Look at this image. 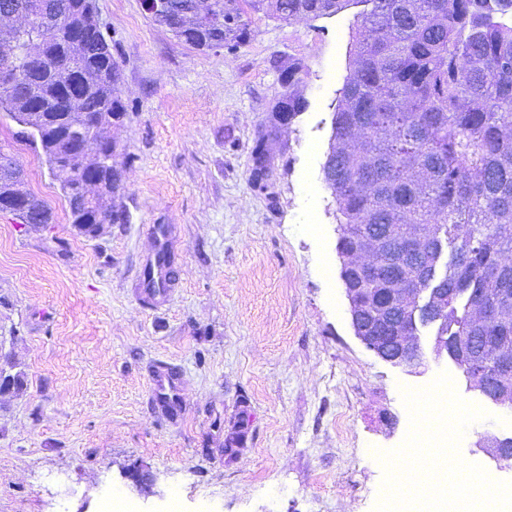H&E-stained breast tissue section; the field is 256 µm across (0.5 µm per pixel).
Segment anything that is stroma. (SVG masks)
I'll return each instance as SVG.
<instances>
[{
    "label": "stroma",
    "mask_w": 512,
    "mask_h": 512,
    "mask_svg": "<svg viewBox=\"0 0 512 512\" xmlns=\"http://www.w3.org/2000/svg\"><path fill=\"white\" fill-rule=\"evenodd\" d=\"M121 67L126 113L110 135L123 166L122 224H71L41 149L0 112V144L55 214L0 212V512H98L118 495L137 512H374L384 454L410 427L402 391L448 373L486 419L458 454L495 482L479 434L512 433V413L468 391L426 355L410 376L355 338L340 279L336 202L323 181L332 118L354 69L363 5L318 19L248 15L250 40L199 50L141 0H94ZM306 107L270 137L273 176L250 183L288 66ZM168 230L171 286L149 305L141 272L153 227ZM179 373L174 412L157 365ZM153 476L136 489L130 465Z\"/></svg>",
    "instance_id": "obj_1"
}]
</instances>
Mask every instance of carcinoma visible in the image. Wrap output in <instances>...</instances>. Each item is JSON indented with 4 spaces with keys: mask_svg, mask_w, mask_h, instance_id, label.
Masks as SVG:
<instances>
[{
    "mask_svg": "<svg viewBox=\"0 0 512 512\" xmlns=\"http://www.w3.org/2000/svg\"><path fill=\"white\" fill-rule=\"evenodd\" d=\"M351 0H214L213 15L184 39L200 50L234 49L251 37L233 22L248 11L283 21L334 15ZM354 43V70L333 118L323 180L336 200L339 250L346 277L365 306L369 335H393L410 323L408 288H447L435 335L464 344L491 365L512 352V0H363ZM28 17L23 28H0V70L23 80L0 82V110L41 148L68 205L70 223L92 236L99 224L126 220L114 199L124 189L115 145L100 142L98 124L126 112L119 97L120 65L89 0H0ZM297 68H288V120L306 102ZM270 124L253 151L250 183L271 170ZM94 141L101 155L100 191L81 195L82 161L68 156L77 142ZM23 189L21 171L0 145V212L11 213ZM23 224H52L50 205L25 191ZM421 248H406L410 237ZM492 306L508 293V327L484 340L475 293Z\"/></svg>",
    "mask_w": 512,
    "mask_h": 512,
    "instance_id": "obj_1",
    "label": "carcinoma"
}]
</instances>
